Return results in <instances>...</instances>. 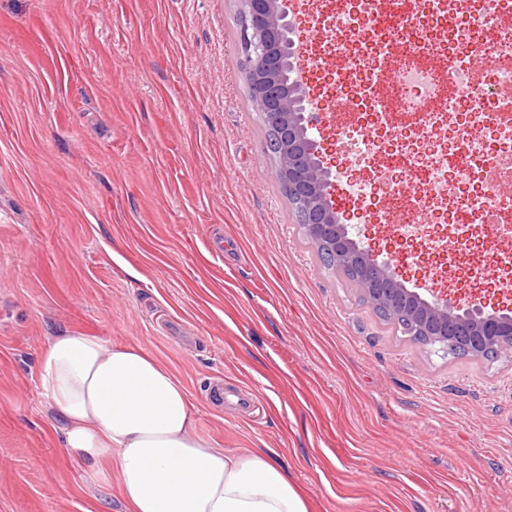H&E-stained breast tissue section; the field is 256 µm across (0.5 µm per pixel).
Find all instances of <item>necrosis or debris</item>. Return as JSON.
<instances>
[{
  "label": "necrosis or debris",
  "instance_id": "necrosis-or-debris-1",
  "mask_svg": "<svg viewBox=\"0 0 512 512\" xmlns=\"http://www.w3.org/2000/svg\"><path fill=\"white\" fill-rule=\"evenodd\" d=\"M348 32L323 36L313 56L327 99L346 98L336 113L338 144L355 177L348 196L382 199L378 222L396 216L405 238L433 257L449 278L470 283L485 273L476 262L487 239L500 254L495 287L512 283V201L499 199L484 175L494 157L497 178H512V75L487 67L483 87L471 81L466 57L487 46L512 59V0H301ZM391 61L389 81L373 75ZM441 212L443 229L410 222L419 208ZM453 230L449 248L445 230Z\"/></svg>",
  "mask_w": 512,
  "mask_h": 512
}]
</instances>
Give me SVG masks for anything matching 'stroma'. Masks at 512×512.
<instances>
[{
	"instance_id": "obj_1",
	"label": "stroma",
	"mask_w": 512,
	"mask_h": 512,
	"mask_svg": "<svg viewBox=\"0 0 512 512\" xmlns=\"http://www.w3.org/2000/svg\"><path fill=\"white\" fill-rule=\"evenodd\" d=\"M241 11L0 0V512H124L39 386L64 333L155 354L196 434L275 453L310 512H512V355L428 350L323 268L265 148ZM337 212L456 292L348 197Z\"/></svg>"
}]
</instances>
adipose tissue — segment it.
<instances>
[{
	"mask_svg": "<svg viewBox=\"0 0 512 512\" xmlns=\"http://www.w3.org/2000/svg\"><path fill=\"white\" fill-rule=\"evenodd\" d=\"M38 380L63 418L64 447L92 482L117 484L127 512H309L274 456L195 435L185 387L141 346L55 336Z\"/></svg>",
	"mask_w": 512,
	"mask_h": 512,
	"instance_id": "obj_1",
	"label": "adipose tissue"
}]
</instances>
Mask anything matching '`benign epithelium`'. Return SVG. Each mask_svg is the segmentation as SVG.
<instances>
[{
	"instance_id": "obj_1",
	"label": "benign epithelium",
	"mask_w": 512,
	"mask_h": 512,
	"mask_svg": "<svg viewBox=\"0 0 512 512\" xmlns=\"http://www.w3.org/2000/svg\"><path fill=\"white\" fill-rule=\"evenodd\" d=\"M242 5L241 44L249 64V87L257 97L254 106L269 116L281 144L277 174L304 207L311 237L348 260H359L391 285L388 295L367 284L362 291L367 303L381 307L406 335L424 336L431 346L444 350L448 337L462 330L470 336L476 355L496 343L511 354L512 307L490 308L475 300L461 303L436 295L431 288H410L393 269L391 259L379 258L363 242L359 225L340 221L329 200L334 175L325 166L324 144L308 123L312 100L302 85L288 0H242Z\"/></svg>"
}]
</instances>
